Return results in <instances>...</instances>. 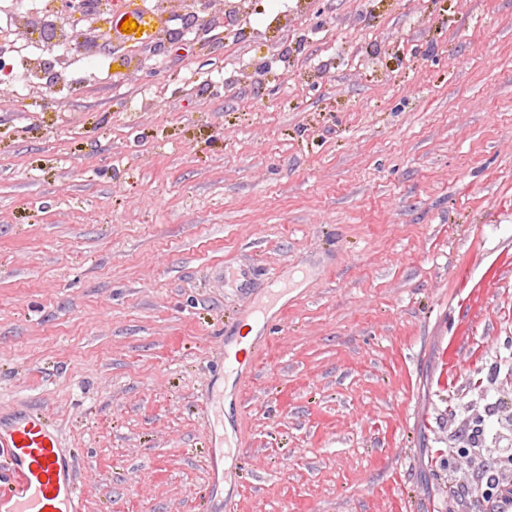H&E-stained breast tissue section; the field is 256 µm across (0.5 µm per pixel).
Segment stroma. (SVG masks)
I'll list each match as a JSON object with an SVG mask.
<instances>
[{
	"mask_svg": "<svg viewBox=\"0 0 512 512\" xmlns=\"http://www.w3.org/2000/svg\"><path fill=\"white\" fill-rule=\"evenodd\" d=\"M241 3L150 81L135 32L73 87L0 81V413L53 420L87 512H213L201 397L276 271L297 297L224 397L240 512H490L512 0Z\"/></svg>",
	"mask_w": 512,
	"mask_h": 512,
	"instance_id": "35a3bbf8",
	"label": "stroma"
}]
</instances>
